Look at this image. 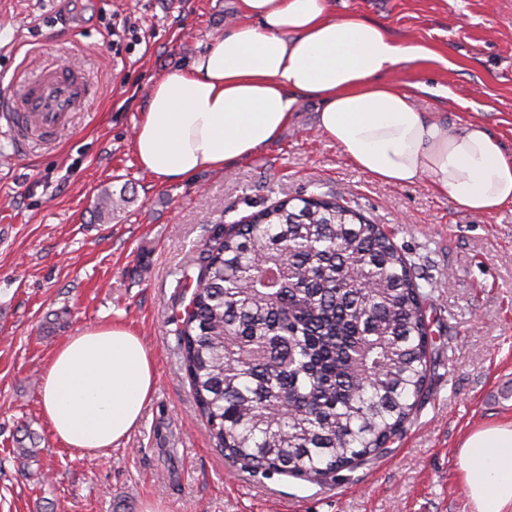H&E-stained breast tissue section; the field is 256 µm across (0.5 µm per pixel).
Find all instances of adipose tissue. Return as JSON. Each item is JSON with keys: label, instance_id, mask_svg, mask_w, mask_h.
<instances>
[{"label": "adipose tissue", "instance_id": "ef3b65f1", "mask_svg": "<svg viewBox=\"0 0 512 512\" xmlns=\"http://www.w3.org/2000/svg\"><path fill=\"white\" fill-rule=\"evenodd\" d=\"M239 11L240 21L150 89L133 151L156 182L252 156L314 99L318 131L372 178L427 183L473 213L512 206V158L485 124L426 117L391 81L430 49L337 14L332 0H239ZM155 384L154 360L131 328H86L44 370L42 415L64 445L100 456L138 427ZM461 462L475 512H512V424L468 434Z\"/></svg>", "mask_w": 512, "mask_h": 512}]
</instances>
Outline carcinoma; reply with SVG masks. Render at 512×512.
<instances>
[{
  "mask_svg": "<svg viewBox=\"0 0 512 512\" xmlns=\"http://www.w3.org/2000/svg\"><path fill=\"white\" fill-rule=\"evenodd\" d=\"M128 202L104 192L99 218ZM213 234L172 315L197 412L254 474L335 478L421 409L442 331L384 225L337 194L285 197Z\"/></svg>",
  "mask_w": 512,
  "mask_h": 512,
  "instance_id": "1",
  "label": "carcinoma"
}]
</instances>
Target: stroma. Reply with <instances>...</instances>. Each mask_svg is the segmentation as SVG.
Listing matches in <instances>:
<instances>
[{"label": "stroma", "instance_id": "obj_1", "mask_svg": "<svg viewBox=\"0 0 512 512\" xmlns=\"http://www.w3.org/2000/svg\"><path fill=\"white\" fill-rule=\"evenodd\" d=\"M334 3L433 51L396 73L426 84L418 110L481 119L512 155V0ZM238 17L236 0H0V93L65 64L92 90L51 143L18 150L0 119V512H473L461 444L512 423L494 398L512 392V207L474 214L427 184L373 179L318 133L314 101L252 157L157 184L132 149L149 89ZM106 189L128 202L102 221ZM329 191L386 225L436 282L441 363L405 433L367 463L321 483L252 476L196 411L170 322L176 281L216 226ZM111 323L142 338L156 385L138 429L94 457L56 440L39 381L69 336ZM27 432L32 458L15 452Z\"/></svg>", "mask_w": 512, "mask_h": 512}]
</instances>
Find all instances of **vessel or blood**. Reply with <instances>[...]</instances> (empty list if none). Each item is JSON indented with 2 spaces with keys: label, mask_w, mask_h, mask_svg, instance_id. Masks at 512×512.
Instances as JSON below:
<instances>
[{
  "label": "vessel or blood",
  "mask_w": 512,
  "mask_h": 512,
  "mask_svg": "<svg viewBox=\"0 0 512 512\" xmlns=\"http://www.w3.org/2000/svg\"><path fill=\"white\" fill-rule=\"evenodd\" d=\"M89 98L90 87L81 72L71 67L48 69L26 81L17 97L0 101V118L24 151L52 140Z\"/></svg>",
  "instance_id": "b4317fda"
}]
</instances>
